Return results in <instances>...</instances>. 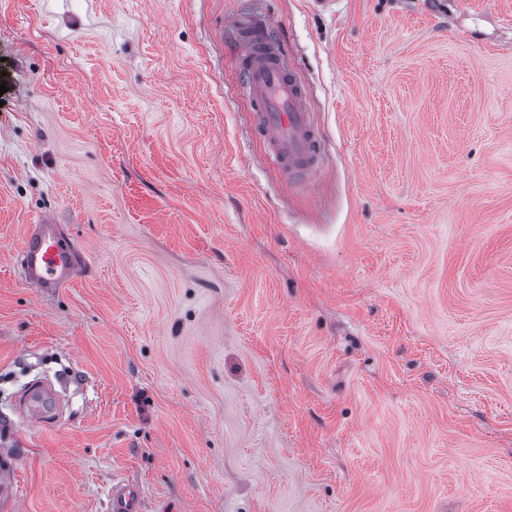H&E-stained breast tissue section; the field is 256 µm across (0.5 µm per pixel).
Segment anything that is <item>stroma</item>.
<instances>
[{
	"instance_id": "35a3bbf8",
	"label": "stroma",
	"mask_w": 512,
	"mask_h": 512,
	"mask_svg": "<svg viewBox=\"0 0 512 512\" xmlns=\"http://www.w3.org/2000/svg\"><path fill=\"white\" fill-rule=\"evenodd\" d=\"M239 14L305 78L309 181ZM1 84L0 512H512V0H0ZM45 217L91 259L59 290L16 258ZM247 73L245 90L255 115V131L267 144L285 178L309 179L323 160L321 134L308 105L307 85L288 58L284 43L271 36L259 16L230 21Z\"/></svg>"
}]
</instances>
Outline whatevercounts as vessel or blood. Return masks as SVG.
<instances>
[{"label":"vessel or blood","instance_id":"1","mask_svg":"<svg viewBox=\"0 0 512 512\" xmlns=\"http://www.w3.org/2000/svg\"><path fill=\"white\" fill-rule=\"evenodd\" d=\"M247 73L245 90L255 115V131L267 144L274 166L286 178L309 179L322 165L321 134L308 105L307 85L284 43L271 36L259 16L230 22ZM50 220L33 225L18 254L26 280L41 288H62L76 261H87Z\"/></svg>","mask_w":512,"mask_h":512}]
</instances>
